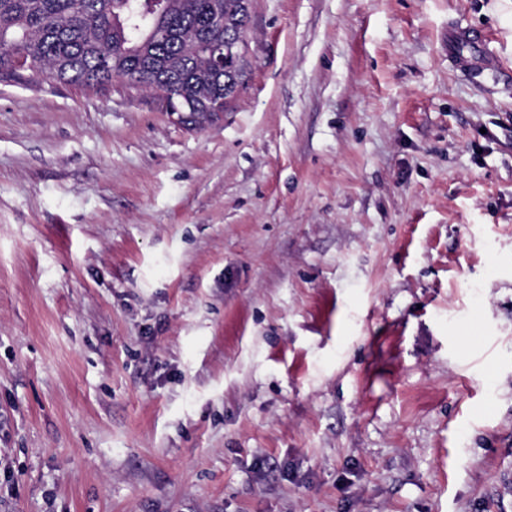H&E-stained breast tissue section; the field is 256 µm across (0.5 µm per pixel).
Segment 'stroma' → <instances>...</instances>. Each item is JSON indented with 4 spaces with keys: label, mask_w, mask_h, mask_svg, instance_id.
I'll use <instances>...</instances> for the list:
<instances>
[{
    "label": "stroma",
    "mask_w": 512,
    "mask_h": 512,
    "mask_svg": "<svg viewBox=\"0 0 512 512\" xmlns=\"http://www.w3.org/2000/svg\"><path fill=\"white\" fill-rule=\"evenodd\" d=\"M247 44L200 126L0 84V512H512V0ZM458 44L468 45L474 54L483 61L493 59V52L489 49L488 39L481 31L458 30L453 34H450L448 36V49L454 52Z\"/></svg>",
    "instance_id": "stroma-1"
}]
</instances>
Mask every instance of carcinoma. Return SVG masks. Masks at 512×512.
I'll return each instance as SVG.
<instances>
[{
	"instance_id": "carcinoma-1",
	"label": "carcinoma",
	"mask_w": 512,
	"mask_h": 512,
	"mask_svg": "<svg viewBox=\"0 0 512 512\" xmlns=\"http://www.w3.org/2000/svg\"><path fill=\"white\" fill-rule=\"evenodd\" d=\"M0 0V82L21 78L19 57L59 83L98 89L119 76L159 94L169 88L191 124L213 117L242 86L250 0ZM224 15V39L240 45L224 70L207 44Z\"/></svg>"
}]
</instances>
